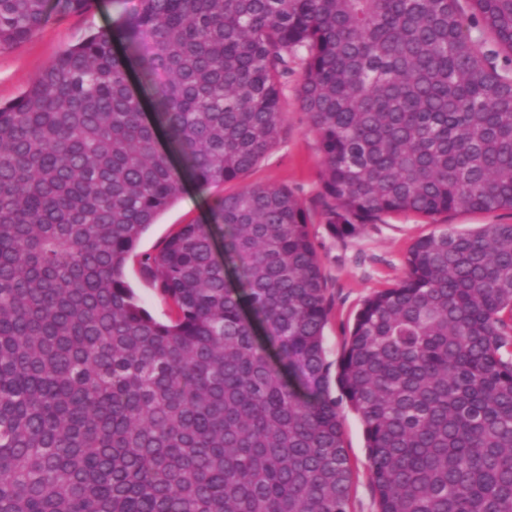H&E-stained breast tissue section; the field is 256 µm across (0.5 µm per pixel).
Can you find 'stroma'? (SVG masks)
Returning a JSON list of instances; mask_svg holds the SVG:
<instances>
[{"label": "stroma", "instance_id": "35a3bbf8", "mask_svg": "<svg viewBox=\"0 0 512 512\" xmlns=\"http://www.w3.org/2000/svg\"><path fill=\"white\" fill-rule=\"evenodd\" d=\"M123 8L122 0H95L87 11L53 16L28 41L1 50L0 104L16 99L62 50L111 22ZM301 78V64H293L285 92L281 137L257 165L233 182L232 187L238 190L247 185H285L304 202L330 302L324 347L328 360L334 362L342 354L345 338L364 301L403 277L404 255L415 240L435 232L440 224L453 225L460 231H473L483 224H512V213L458 211L439 216L433 225L413 214L389 213L376 223L363 226L354 235L334 234L321 215L322 157L298 98ZM208 201V194L195 186H186L184 194L149 227L138 245L137 256L130 258L126 265L128 283L157 319H168L172 307L157 285L144 277L138 256L157 252L181 225L202 218ZM343 426L346 449L355 466L351 512H378L361 421L348 410L344 413Z\"/></svg>", "mask_w": 512, "mask_h": 512}]
</instances>
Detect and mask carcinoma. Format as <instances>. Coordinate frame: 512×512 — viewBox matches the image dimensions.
I'll return each mask as SVG.
<instances>
[{"mask_svg":"<svg viewBox=\"0 0 512 512\" xmlns=\"http://www.w3.org/2000/svg\"><path fill=\"white\" fill-rule=\"evenodd\" d=\"M94 2L0 0V50ZM295 60L335 234L512 211V0H136L0 105V512H350L345 404L378 512H512V224L414 241L335 364L286 186L140 258L170 319L126 280L275 146ZM125 276L140 300L155 318L167 320L173 314L170 302L157 285L142 274L138 257L130 258L125 268Z\"/></svg>","mask_w":512,"mask_h":512,"instance_id":"obj_1","label":"carcinoma"}]
</instances>
